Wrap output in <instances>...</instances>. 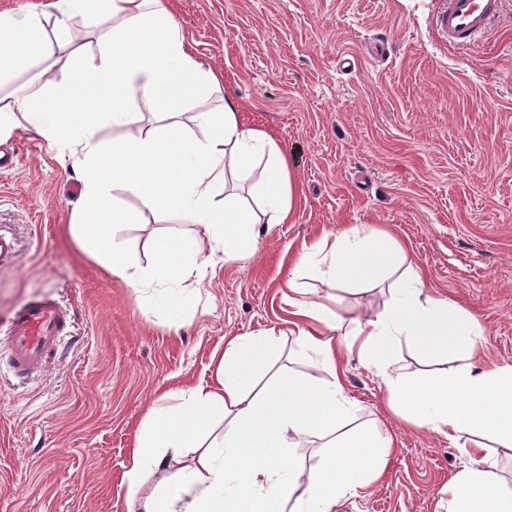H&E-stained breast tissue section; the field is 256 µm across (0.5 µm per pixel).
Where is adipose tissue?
I'll list each match as a JSON object with an SVG mask.
<instances>
[{
  "label": "adipose tissue",
  "mask_w": 512,
  "mask_h": 512,
  "mask_svg": "<svg viewBox=\"0 0 512 512\" xmlns=\"http://www.w3.org/2000/svg\"><path fill=\"white\" fill-rule=\"evenodd\" d=\"M110 20L96 62L72 52V21ZM52 29H45V21ZM66 54L60 81L34 78L0 95V134L30 125L68 150L81 185L74 224L86 252L135 291L160 285L178 312L198 268L247 262L261 227L289 216L299 187L287 150L247 127L232 97L212 99L223 76L204 67L173 18V0H43L39 10L0 11V84L33 63ZM154 116L142 126L136 103ZM111 126L104 141L100 131ZM255 181L248 195L229 183ZM148 209L175 213L202 237L187 247L179 227L153 243L141 267L118 240L132 215L124 192ZM316 271L328 286L389 283L381 312L344 329L333 295L308 291ZM293 337L305 372L283 370L265 388L274 336H236L220 356L213 386L164 393L134 438L123 474L136 512H336L383 475L393 443L378 421H360L344 394L342 359L357 352L383 382L406 423L468 450L449 480L444 512H512L501 460L512 461V365H486L484 329L462 305L426 292L410 249L390 231L357 224L303 243L288 279ZM427 361L458 358L452 373L420 374L398 349ZM313 440L317 463L296 450Z\"/></svg>",
  "instance_id": "1"
}]
</instances>
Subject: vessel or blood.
Returning a JSON list of instances; mask_svg holds the SVG:
<instances>
[{
	"instance_id": "obj_1",
	"label": "vessel or blood",
	"mask_w": 512,
	"mask_h": 512,
	"mask_svg": "<svg viewBox=\"0 0 512 512\" xmlns=\"http://www.w3.org/2000/svg\"><path fill=\"white\" fill-rule=\"evenodd\" d=\"M502 0H444L435 16L443 38L465 47L489 34ZM70 326L67 309L48 295L33 299L10 317L5 330L14 377L29 379L56 361Z\"/></svg>"
}]
</instances>
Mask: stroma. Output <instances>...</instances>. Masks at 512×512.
<instances>
[{
  "instance_id": "stroma-1",
  "label": "stroma",
  "mask_w": 512,
  "mask_h": 512,
  "mask_svg": "<svg viewBox=\"0 0 512 512\" xmlns=\"http://www.w3.org/2000/svg\"><path fill=\"white\" fill-rule=\"evenodd\" d=\"M442 0H176L175 19L250 127L288 151L301 194L247 263L204 270L172 322L159 297L135 292L70 234L79 194L68 154L20 127L0 137V233L20 247L0 266V323L51 293L71 316L51 370L19 386L0 377V512H129L122 476L134 437L168 390L215 380L233 336L281 335L272 368L301 369L288 329V277L302 243L355 224L405 241L434 294L482 322L489 362L512 364V0L492 36L469 48L441 39ZM121 241L141 265L179 227L145 208ZM357 327L386 286L339 291ZM346 396L393 441L380 481L336 512H441L449 478L469 461L444 436L407 426L359 360H342ZM28 479L17 495V474Z\"/></svg>"
}]
</instances>
